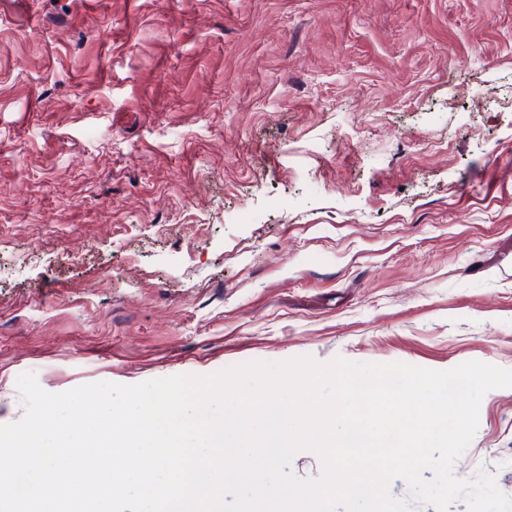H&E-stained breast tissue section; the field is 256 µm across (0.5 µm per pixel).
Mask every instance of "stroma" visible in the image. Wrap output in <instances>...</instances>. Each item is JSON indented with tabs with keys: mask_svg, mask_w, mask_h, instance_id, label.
<instances>
[{
	"mask_svg": "<svg viewBox=\"0 0 512 512\" xmlns=\"http://www.w3.org/2000/svg\"><path fill=\"white\" fill-rule=\"evenodd\" d=\"M337 355L512 369V0H0V424Z\"/></svg>",
	"mask_w": 512,
	"mask_h": 512,
	"instance_id": "1",
	"label": "stroma"
}]
</instances>
